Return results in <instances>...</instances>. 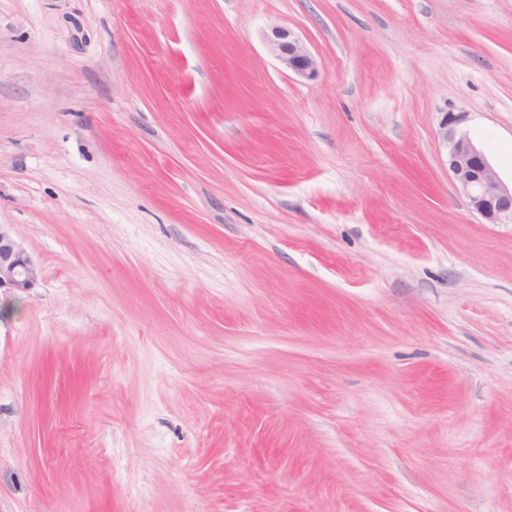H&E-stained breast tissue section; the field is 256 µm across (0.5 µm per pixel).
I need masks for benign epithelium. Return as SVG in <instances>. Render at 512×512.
<instances>
[{
    "mask_svg": "<svg viewBox=\"0 0 512 512\" xmlns=\"http://www.w3.org/2000/svg\"><path fill=\"white\" fill-rule=\"evenodd\" d=\"M268 51L286 70L311 78L318 62L305 42L291 29L276 26L266 35ZM448 168L470 208L489 224L512 222V186L506 185L484 151L466 134L443 133ZM41 269L28 254L10 224H0V295L19 296L35 288Z\"/></svg>",
    "mask_w": 512,
    "mask_h": 512,
    "instance_id": "1",
    "label": "benign epithelium"
}]
</instances>
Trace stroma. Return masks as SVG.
Instances as JSON below:
<instances>
[{"mask_svg": "<svg viewBox=\"0 0 512 512\" xmlns=\"http://www.w3.org/2000/svg\"><path fill=\"white\" fill-rule=\"evenodd\" d=\"M448 127L512 182V0H0V512H512ZM268 51L288 71L301 78H312L318 62L305 42L291 29L276 26L266 35ZM41 269L10 224H0V296H19L35 288Z\"/></svg>", "mask_w": 512, "mask_h": 512, "instance_id": "35a3bbf8", "label": "stroma"}]
</instances>
